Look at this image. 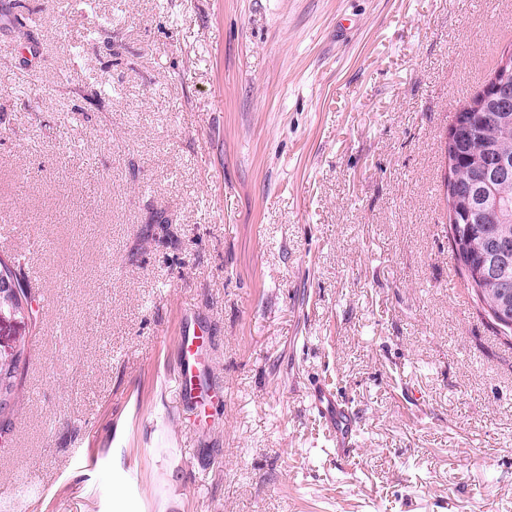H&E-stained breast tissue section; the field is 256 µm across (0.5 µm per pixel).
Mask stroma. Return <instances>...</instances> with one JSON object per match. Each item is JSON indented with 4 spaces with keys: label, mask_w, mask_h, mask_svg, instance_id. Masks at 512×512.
Instances as JSON below:
<instances>
[{
    "label": "stroma",
    "mask_w": 512,
    "mask_h": 512,
    "mask_svg": "<svg viewBox=\"0 0 512 512\" xmlns=\"http://www.w3.org/2000/svg\"><path fill=\"white\" fill-rule=\"evenodd\" d=\"M510 47L512 0H0V252L60 298L0 325L28 341L0 512H512V335L444 185ZM189 326L200 428L156 385ZM314 396L318 406L324 412L330 425L332 438L336 443V446L340 447L348 445L352 439V430L347 424L341 426L343 421L347 420L345 411L338 406L333 394L322 387L315 389ZM332 408H335L336 410L335 416L330 415V409Z\"/></svg>",
    "instance_id": "obj_1"
}]
</instances>
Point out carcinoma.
<instances>
[{
    "label": "carcinoma",
    "instance_id": "obj_1",
    "mask_svg": "<svg viewBox=\"0 0 512 512\" xmlns=\"http://www.w3.org/2000/svg\"><path fill=\"white\" fill-rule=\"evenodd\" d=\"M463 132L447 149L446 183L452 247L462 274L483 309L504 330L512 332V315L503 313L498 289H512V170L506 175L487 171L502 157L512 160V104L495 102L491 91L480 90L464 100L456 112ZM25 263L20 254L0 256V275L14 282L0 289V310L14 311L17 319L33 317L31 295L25 285ZM25 343L15 357L0 362V420L6 422L16 404Z\"/></svg>",
    "mask_w": 512,
    "mask_h": 512
}]
</instances>
